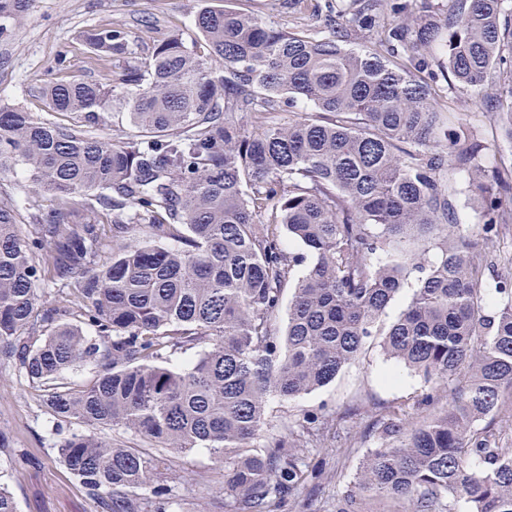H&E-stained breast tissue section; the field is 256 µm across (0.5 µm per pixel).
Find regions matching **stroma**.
Wrapping results in <instances>:
<instances>
[{
  "mask_svg": "<svg viewBox=\"0 0 512 512\" xmlns=\"http://www.w3.org/2000/svg\"><path fill=\"white\" fill-rule=\"evenodd\" d=\"M250 12L274 26L301 23L312 32L322 31L328 12L340 0H318L319 12L294 18L283 0H215ZM200 0H32L23 22L13 35L0 39V99L39 113L47 120L66 123L70 114L46 112L39 90L55 77L58 51L68 50L66 76L81 81L120 74L124 59H114L102 69L85 50L81 36L90 28L123 24L128 53L141 57L172 34L185 43L195 41V16ZM441 103L459 113L481 145L488 164L512 157L496 125L485 114L478 95L451 92ZM428 390L417 373L390 359L379 339L367 342L358 359L344 367L327 386L290 401L269 398L264 434L273 437L304 416L316 415L325 423L315 447L303 449L309 467L320 478L300 489L286 502L273 503L271 512H336V501L352 488L353 479L370 448L379 443L367 425L383 408H403L412 423L427 415L420 400ZM51 422L24 377L12 367L0 368V473L14 491L18 512H95L83 488L60 464L50 435ZM172 490L186 512H227L218 482L224 475L220 463L200 448L187 459L166 457ZM206 476V483L191 480V473Z\"/></svg>",
  "mask_w": 512,
  "mask_h": 512,
  "instance_id": "35a3bbf8",
  "label": "stroma"
}]
</instances>
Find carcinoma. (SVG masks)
Listing matches in <instances>:
<instances>
[{"instance_id":"carcinoma-1","label":"carcinoma","mask_w":512,"mask_h":512,"mask_svg":"<svg viewBox=\"0 0 512 512\" xmlns=\"http://www.w3.org/2000/svg\"><path fill=\"white\" fill-rule=\"evenodd\" d=\"M27 2L0 0V38ZM504 2L447 0L444 23L436 0H346L318 33L206 7L195 17L203 42L174 36L127 62L117 99L112 82L61 77L59 52L43 98L76 115L68 124L0 102V174L21 170L28 183L23 198L0 191V366L41 392L57 457L100 512H178L157 452L200 447L224 464L230 512H269L305 483L295 449L313 441L318 417L257 450L268 398L328 385L373 336L432 384L425 408L434 384L456 387L418 427L389 407L373 421L382 444L336 512H359L362 493L403 499L406 512H512V419L502 416L512 276L494 281L498 306L487 310L486 267L453 202L454 173L466 171L476 236L495 251L512 224V163L488 168L473 132L451 127L439 103L444 87L477 92L512 143ZM387 11L373 45L348 47ZM84 42L103 67L128 48L120 24ZM296 99L314 111L277 120ZM115 101L136 133L100 134ZM23 209L38 236L19 231ZM282 229L307 253L286 250ZM47 277L74 288L46 296ZM406 288L408 304L385 324ZM81 366L93 377L66 381ZM114 429L150 447L114 443Z\"/></svg>"}]
</instances>
